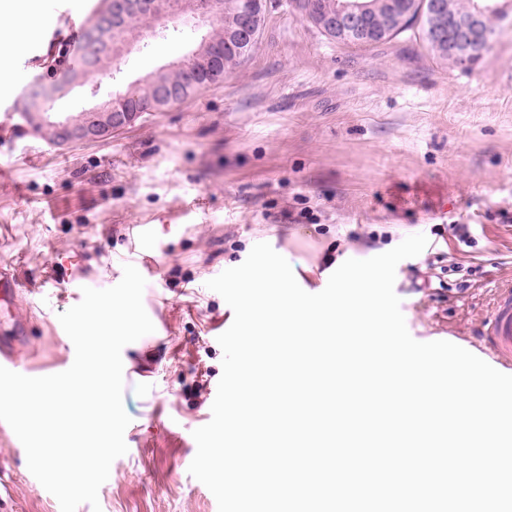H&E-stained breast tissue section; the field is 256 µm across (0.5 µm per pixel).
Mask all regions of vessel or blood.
<instances>
[{
    "mask_svg": "<svg viewBox=\"0 0 512 512\" xmlns=\"http://www.w3.org/2000/svg\"><path fill=\"white\" fill-rule=\"evenodd\" d=\"M13 327V335L0 338V366L22 374L26 367L15 344L17 336L25 332V323L18 319ZM477 336L478 348L500 368L512 371V279L497 286L491 311Z\"/></svg>",
    "mask_w": 512,
    "mask_h": 512,
    "instance_id": "1",
    "label": "vessel or blood"
}]
</instances>
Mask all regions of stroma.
I'll return each mask as SVG.
<instances>
[{
	"label": "stroma",
	"mask_w": 512,
	"mask_h": 512,
	"mask_svg": "<svg viewBox=\"0 0 512 512\" xmlns=\"http://www.w3.org/2000/svg\"><path fill=\"white\" fill-rule=\"evenodd\" d=\"M96 2L57 0L51 25L5 60L23 75L0 90V260L20 283L19 351L34 375L68 369L59 313L135 266L155 330L122 351L128 452L99 490L101 512H218L188 472L222 375L217 338L234 318L208 280L266 242L314 291L336 257L367 259L421 233L426 248L396 268L407 329L466 346L512 278V16L464 72L406 34L367 50L337 43L273 2L257 47L223 84L109 139L58 148L19 102L68 65ZM185 40L160 30L117 60L119 79L92 76L54 111L107 99ZM3 483L0 512H60L0 422Z\"/></svg>",
	"instance_id": "obj_1"
}]
</instances>
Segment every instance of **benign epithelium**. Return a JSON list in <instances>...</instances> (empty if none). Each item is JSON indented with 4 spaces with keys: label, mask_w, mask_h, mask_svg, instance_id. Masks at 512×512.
Listing matches in <instances>:
<instances>
[{
    "label": "benign epithelium",
    "mask_w": 512,
    "mask_h": 512,
    "mask_svg": "<svg viewBox=\"0 0 512 512\" xmlns=\"http://www.w3.org/2000/svg\"><path fill=\"white\" fill-rule=\"evenodd\" d=\"M145 10L180 20L193 27L197 34L196 42L187 53L169 62L167 67L181 69L190 61L198 65L204 78L216 73L218 52L204 29L220 14L221 0H106L103 12L86 26L87 44L94 61L77 71L61 73L54 83L42 85L38 93L28 95L23 118L35 133L56 146H69L109 138L139 120L141 113L118 109L117 102L125 96L121 91L113 92L106 100L91 103L75 117L50 111V103L75 87L85 86L87 80L99 72L96 60L126 53L135 47L138 36L122 35L124 21L129 14ZM264 10L265 0H242L236 28L224 48L232 51L251 48ZM303 16L340 42L375 43L385 40L391 32L389 24L370 27L366 6L357 0H340L334 12L323 7L310 14L305 12ZM452 25L454 38H448L441 29L432 28L428 30V40L438 49L459 58L460 64L466 67L469 60L461 55L460 48L484 37L480 14L465 21H454Z\"/></svg>",
    "instance_id": "obj_1"
}]
</instances>
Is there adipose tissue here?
I'll return each instance as SVG.
<instances>
[{
    "instance_id": "adipose-tissue-1",
    "label": "adipose tissue",
    "mask_w": 512,
    "mask_h": 512,
    "mask_svg": "<svg viewBox=\"0 0 512 512\" xmlns=\"http://www.w3.org/2000/svg\"><path fill=\"white\" fill-rule=\"evenodd\" d=\"M46 19L41 0H0V58L22 50Z\"/></svg>"
}]
</instances>
